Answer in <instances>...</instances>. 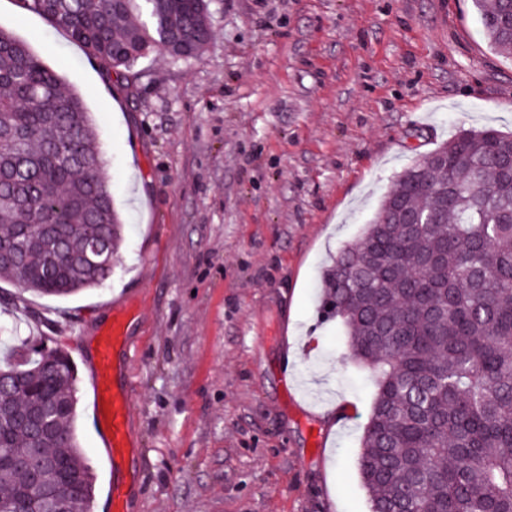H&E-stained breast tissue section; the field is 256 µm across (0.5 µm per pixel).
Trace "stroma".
<instances>
[{"label":"stroma","mask_w":512,"mask_h":512,"mask_svg":"<svg viewBox=\"0 0 512 512\" xmlns=\"http://www.w3.org/2000/svg\"><path fill=\"white\" fill-rule=\"evenodd\" d=\"M209 22L200 58L149 55L130 96L66 31L0 0V29L81 96L125 224L98 288L0 282V358L19 337L74 362L92 512L109 471L87 365L116 303L136 311L130 512H368L374 386L321 312L323 275L400 172L460 130L512 131V55L471 0H210Z\"/></svg>","instance_id":"1"}]
</instances>
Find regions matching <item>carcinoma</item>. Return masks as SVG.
Here are the masks:
<instances>
[{"instance_id":"carcinoma-1","label":"carcinoma","mask_w":512,"mask_h":512,"mask_svg":"<svg viewBox=\"0 0 512 512\" xmlns=\"http://www.w3.org/2000/svg\"><path fill=\"white\" fill-rule=\"evenodd\" d=\"M70 33L127 92L156 50L197 59L209 0H18ZM512 52V0H473ZM147 19H142V16ZM512 133L460 131L403 170L322 281L347 357L375 377L358 471L370 512H512ZM433 220L406 224L408 214ZM123 224L80 96L0 30V280L47 296L94 289ZM68 354L21 345L0 360V502L90 512L96 476L75 432Z\"/></svg>"}]
</instances>
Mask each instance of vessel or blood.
I'll return each instance as SVG.
<instances>
[{
    "mask_svg": "<svg viewBox=\"0 0 512 512\" xmlns=\"http://www.w3.org/2000/svg\"><path fill=\"white\" fill-rule=\"evenodd\" d=\"M131 324L123 308L113 307L112 322L102 331L91 364L90 387L98 408L95 421H106L101 435L112 479L108 486V512H129V486L120 478V470L135 453L136 438L129 427L130 394L118 381L120 360L126 351Z\"/></svg>",
    "mask_w": 512,
    "mask_h": 512,
    "instance_id": "vessel-or-blood-1",
    "label": "vessel or blood"
}]
</instances>
